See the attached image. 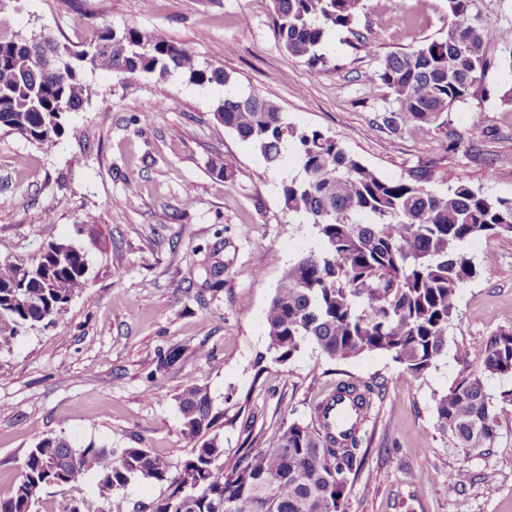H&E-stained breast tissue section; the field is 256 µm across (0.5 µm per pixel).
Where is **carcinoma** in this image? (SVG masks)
<instances>
[{"instance_id": "obj_1", "label": "carcinoma", "mask_w": 512, "mask_h": 512, "mask_svg": "<svg viewBox=\"0 0 512 512\" xmlns=\"http://www.w3.org/2000/svg\"><path fill=\"white\" fill-rule=\"evenodd\" d=\"M480 0H448V30L403 51L386 54L371 80L389 89L381 125L391 132L429 126L457 146L448 115L468 95L485 92L488 71L512 70L509 28L489 24ZM362 0H273L272 26L283 47L312 70L330 59L328 34L344 29L352 47L373 48L377 38L355 29ZM499 47L497 57L492 48ZM108 71L166 77L177 71L198 85L226 86L221 66L202 65L167 35L126 26L98 28L80 50L12 28L0 12V130L18 133L43 149L64 133L67 114L96 95L89 75ZM214 119L260 152L267 167L287 160L290 144L302 177L280 182L284 209L317 231L322 247L284 269L264 316L267 350L286 364L309 349L340 360L382 352L420 377L437 366L448 346L455 300L477 275L466 244L512 235V199L492 198L459 174L446 191L434 165L387 180L357 160L335 137L287 122L279 106L258 95L224 97ZM85 251L54 242L32 261L0 260V354L29 332L46 329L88 285ZM480 372L455 383L436 405L439 430L460 448L489 447L512 399L496 403L484 376L512 374V332L489 337L478 349ZM370 388L341 380L311 423L293 421L267 449L231 453L210 434L215 425L207 389L187 384L176 397L188 457L171 466L146 448L76 447L45 436L29 448L22 478L0 512H37L39 492L64 491L92 474L100 495L119 493L135 480L167 484L153 512H345L350 477L362 468L357 454Z\"/></svg>"}]
</instances>
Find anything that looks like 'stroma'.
<instances>
[{
    "label": "stroma",
    "mask_w": 512,
    "mask_h": 512,
    "mask_svg": "<svg viewBox=\"0 0 512 512\" xmlns=\"http://www.w3.org/2000/svg\"><path fill=\"white\" fill-rule=\"evenodd\" d=\"M271 6L19 0L14 21L23 32L76 49L101 26L157 30L232 80L201 87L175 72L161 97L154 76L122 82L100 72L96 96L69 114L55 147L0 130V256L29 260L69 240L89 259V286L58 324L0 356V495L20 480L28 448L50 434L180 463L191 443L176 396L190 381L207 388L214 430L235 452L272 446L284 426L310 421L337 382L350 379L372 393L358 446L364 465L346 512H512V423L492 447L473 449L456 447L436 422L437 398L479 369L477 359L459 362L458 350L512 331V236L468 243L471 255L488 252L494 262L459 291L448 352L425 376L411 378L379 352L332 360L307 351L276 363L264 335L267 304L283 269L319 239L283 209L279 185L300 176L297 162L267 170L250 143L213 117L225 94H257L288 122L336 137L382 178L434 160L444 178L463 173L481 193L512 198V71L491 70L485 94L452 110L462 142L450 151L429 127L379 128L374 117L389 91L367 80L386 53L442 37L447 0H365L356 27L379 33L376 51L354 49L346 32L333 31L324 46L332 64L320 71L283 48ZM477 112L483 127L474 131ZM217 164L226 176H216ZM172 349L178 361L158 370ZM164 492L134 482L101 506L152 512ZM95 497L90 475L65 491L43 489L38 508L64 512Z\"/></svg>",
    "instance_id": "35a3bbf8"
}]
</instances>
